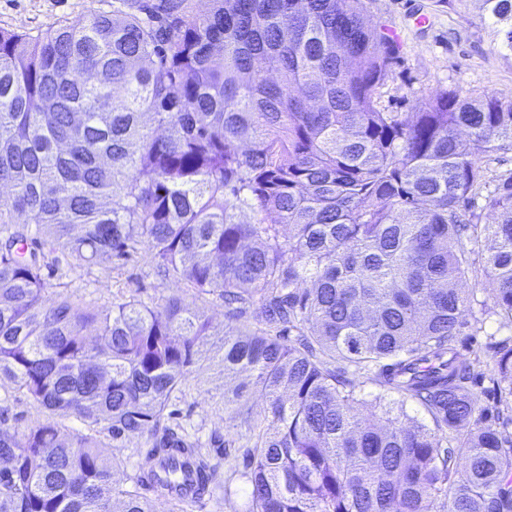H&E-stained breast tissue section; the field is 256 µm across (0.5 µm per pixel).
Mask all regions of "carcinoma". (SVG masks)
<instances>
[{
	"instance_id": "cac0c4a2",
	"label": "carcinoma",
	"mask_w": 512,
	"mask_h": 512,
	"mask_svg": "<svg viewBox=\"0 0 512 512\" xmlns=\"http://www.w3.org/2000/svg\"><path fill=\"white\" fill-rule=\"evenodd\" d=\"M482 2L512 51V0ZM210 3L0 29V382L88 429L0 419V512H185L242 491L245 512H512V345L493 361L500 426L471 390L479 355L455 346L471 244L512 324V169L484 165L512 150V101L444 89L385 112L399 46L361 0ZM245 206L279 223L245 224ZM142 249L224 299V378L253 376L224 389L244 428L231 464L169 423L209 320L180 297L85 304L44 275ZM254 306L265 328L246 330ZM144 432L130 475L100 434Z\"/></svg>"
}]
</instances>
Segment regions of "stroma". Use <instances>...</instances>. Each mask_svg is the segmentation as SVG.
Instances as JSON below:
<instances>
[{"label":"stroma","instance_id":"35a3bbf8","mask_svg":"<svg viewBox=\"0 0 512 512\" xmlns=\"http://www.w3.org/2000/svg\"><path fill=\"white\" fill-rule=\"evenodd\" d=\"M98 0H0V28L40 34L98 8ZM369 23L388 28L400 47V59L377 93L380 109L411 112L439 90L457 87L470 96L495 94L512 101V52L498 46L480 0H362ZM426 25H417L418 17ZM485 247L474 249L475 271L467 285L481 322H468L456 338L463 354L478 352L472 389L480 404L492 405L490 357L496 343L512 338L493 311L494 301L483 284L489 269ZM55 290L84 302L110 306L132 299L162 310L174 297L185 298L208 317L216 334L208 342L207 360L188 376L177 402V423L197 432L205 447L214 441L240 445L241 430L224 420V366L221 362L224 301L215 294H195L184 283L158 275L148 252L127 262L106 261L87 271H52ZM0 417L17 430L48 420V412L10 382L0 383Z\"/></svg>","mask_w":512,"mask_h":512}]
</instances>
